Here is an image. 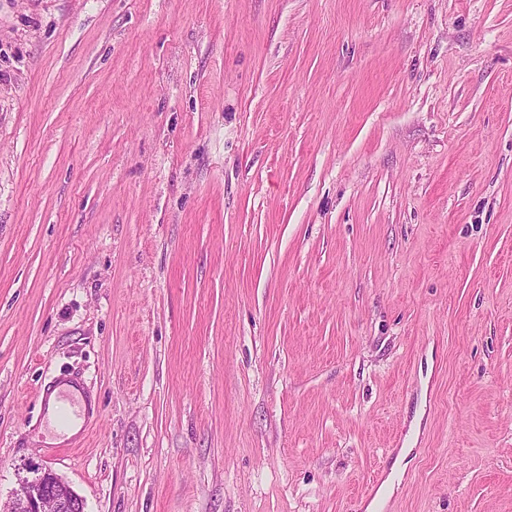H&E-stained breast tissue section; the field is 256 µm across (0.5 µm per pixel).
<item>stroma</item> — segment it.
<instances>
[{
    "mask_svg": "<svg viewBox=\"0 0 512 512\" xmlns=\"http://www.w3.org/2000/svg\"><path fill=\"white\" fill-rule=\"evenodd\" d=\"M404 448L380 512H512V0H0V501L366 512ZM80 389H82V386L80 382L77 380L72 379H63L57 381L53 386L47 388L46 391H44L42 396V404L44 411L48 412L51 404V397L55 390H58L57 396L53 405V418L56 419L62 426V429L59 433L61 437L64 438H70L77 434H84V428L82 422L80 428L77 430L76 433L72 434L71 436H67L68 434L65 432L72 427H74L77 424V421L81 418V411H79V414H74V418H72L67 411V409L60 404L61 401L64 400H73L76 398L74 394L76 392L80 393ZM408 449H402L398 457L396 458L393 468L391 470V477L385 485V490L382 493H379L376 499L369 506L368 512H375V510L379 507L380 503L384 501L392 492L395 486V483L400 482L403 472L407 467V463H405ZM34 476L19 482L7 507L1 512H85V502L71 486L52 469L30 468Z\"/></svg>",
    "mask_w": 512,
    "mask_h": 512,
    "instance_id": "obj_1",
    "label": "stroma"
}]
</instances>
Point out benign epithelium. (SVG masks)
Segmentation results:
<instances>
[{
  "label": "benign epithelium",
  "mask_w": 512,
  "mask_h": 512,
  "mask_svg": "<svg viewBox=\"0 0 512 512\" xmlns=\"http://www.w3.org/2000/svg\"><path fill=\"white\" fill-rule=\"evenodd\" d=\"M33 476L19 482L0 512H85V502L52 469L32 467Z\"/></svg>",
  "instance_id": "obj_1"
}]
</instances>
